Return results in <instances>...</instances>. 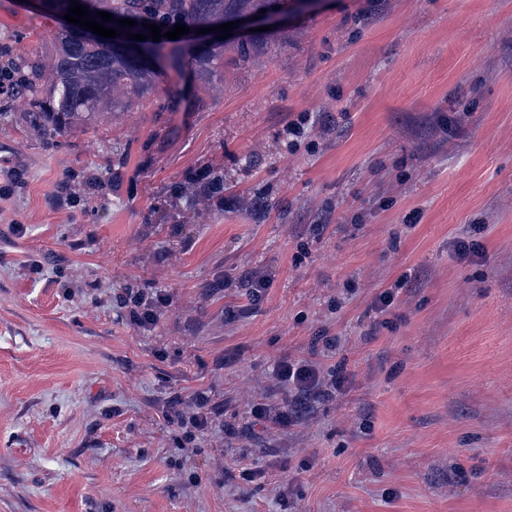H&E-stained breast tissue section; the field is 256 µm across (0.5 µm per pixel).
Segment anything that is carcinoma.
Here are the masks:
<instances>
[{
    "instance_id": "obj_1",
    "label": "carcinoma",
    "mask_w": 512,
    "mask_h": 512,
    "mask_svg": "<svg viewBox=\"0 0 512 512\" xmlns=\"http://www.w3.org/2000/svg\"><path fill=\"white\" fill-rule=\"evenodd\" d=\"M88 7L91 17L103 11L130 15L139 20L131 28L120 29L112 48L90 41H78L66 29L53 34L55 50L51 68L54 77L44 85L41 59L35 57L17 66L25 74L18 78L13 92L28 97L27 123L49 145L73 127L93 125L112 113L132 112L147 94L157 88V72L150 57H167L168 67L179 75L192 74L197 87L207 92L224 82V50L236 54L235 62L247 64L260 51L287 37L276 31L253 39L213 41L196 53L162 37L134 41L127 34H150L147 24L165 33L181 23L188 27L209 28L234 16H273L300 9L298 0H77Z\"/></svg>"
}]
</instances>
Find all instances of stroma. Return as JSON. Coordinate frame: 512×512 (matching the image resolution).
<instances>
[{
  "label": "stroma",
  "mask_w": 512,
  "mask_h": 512,
  "mask_svg": "<svg viewBox=\"0 0 512 512\" xmlns=\"http://www.w3.org/2000/svg\"><path fill=\"white\" fill-rule=\"evenodd\" d=\"M64 25L0 0V56L50 60ZM194 93L165 71L54 147L0 96V173L24 178L0 211V512H512V0H328ZM216 168L222 197L188 201ZM130 286L168 296L152 327ZM310 355L342 394L179 450L173 397L240 428ZM120 308H125L126 316L131 324L138 327L154 325L163 310L168 305L165 295L155 293L148 295L138 288H125L119 297Z\"/></svg>",
  "instance_id": "obj_1"
}]
</instances>
